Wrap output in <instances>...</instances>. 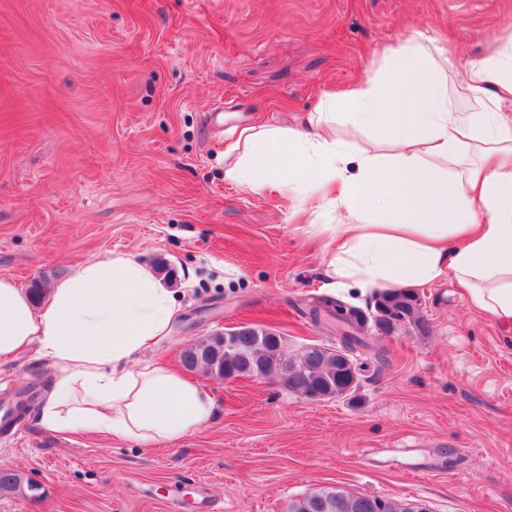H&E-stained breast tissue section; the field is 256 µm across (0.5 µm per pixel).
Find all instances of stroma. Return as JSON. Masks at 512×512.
I'll use <instances>...</instances> for the list:
<instances>
[{
  "mask_svg": "<svg viewBox=\"0 0 512 512\" xmlns=\"http://www.w3.org/2000/svg\"><path fill=\"white\" fill-rule=\"evenodd\" d=\"M447 45L462 88L512 36V0H0V276L20 288L111 253L176 291L148 359L183 372L187 344L242 324L289 354L336 347L311 307L370 311L325 288L321 239L288 202L224 180L242 127L295 125L322 91L378 75L412 31ZM426 331L356 352L357 390L312 401L258 378L191 373L214 403L197 432L151 448L64 435L41 411L37 347L0 360V404L35 396L0 468L41 485L0 512H288L323 487L512 512V339L449 282L418 287Z\"/></svg>",
  "mask_w": 512,
  "mask_h": 512,
  "instance_id": "35a3bbf8",
  "label": "stroma"
}]
</instances>
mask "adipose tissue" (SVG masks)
<instances>
[{
    "label": "adipose tissue",
    "mask_w": 512,
    "mask_h": 512,
    "mask_svg": "<svg viewBox=\"0 0 512 512\" xmlns=\"http://www.w3.org/2000/svg\"><path fill=\"white\" fill-rule=\"evenodd\" d=\"M454 62L422 32L383 57L380 76L323 92L299 127H243L226 182L277 191L291 210L337 212L318 224L332 290L391 291L448 279L512 336V39L473 61L472 110L450 89ZM369 134L361 150L339 121ZM177 298L146 265L112 254L54 282L42 310L0 276V358L31 342L59 368L41 418L150 448L201 428L213 404L182 374L145 360L169 339Z\"/></svg>",
    "instance_id": "obj_1"
}]
</instances>
